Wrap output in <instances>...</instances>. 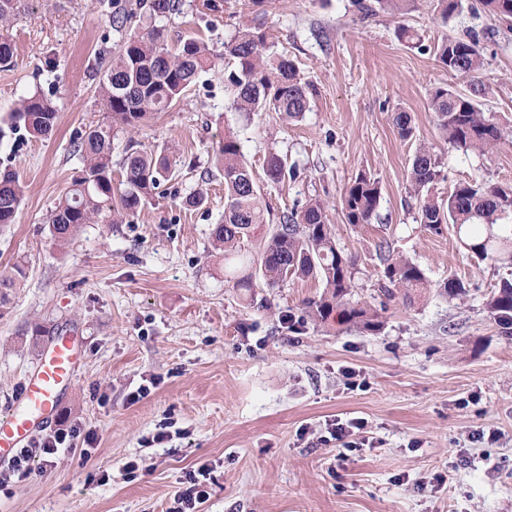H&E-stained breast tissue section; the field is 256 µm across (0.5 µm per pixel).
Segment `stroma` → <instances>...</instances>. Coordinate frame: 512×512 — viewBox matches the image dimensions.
<instances>
[{
	"label": "stroma",
	"mask_w": 512,
	"mask_h": 512,
	"mask_svg": "<svg viewBox=\"0 0 512 512\" xmlns=\"http://www.w3.org/2000/svg\"><path fill=\"white\" fill-rule=\"evenodd\" d=\"M138 2L28 0L0 31L15 61L0 69V118L37 91L58 109L50 135L0 133V170L17 173L22 194L0 227V277L16 280L0 301V415L51 336L73 329L84 342L60 412L81 432L76 448L35 459L28 478L0 491V512H167L187 473L204 464L201 512H512V339L485 310L512 265L474 260L454 230H424L407 178L422 142L445 175L437 195L459 181L512 184V21L491 20L480 0L446 20L436 0H418L400 20L362 16L354 0H223L217 12L180 0L161 21L169 45L203 39L214 64L170 108L116 130L112 152L117 165L131 140L146 153L173 147L180 175L123 223L82 225L60 247L49 216L81 174L74 142L104 117L99 60L139 30ZM401 23L427 51L398 40ZM259 24L315 87L302 119L231 105L224 44ZM470 33L484 59L479 102L505 132L490 155L453 149L430 110L434 88L469 90L431 45ZM398 110L413 116L417 142L394 130ZM228 130L272 216L314 195L326 201L361 298L377 286L383 238L423 269L431 290L410 309L389 302L381 331L365 335L307 316L317 281L250 291L226 282L212 235L224 179L212 155ZM272 154L297 177L268 180ZM362 171L382 194L377 219L354 228L340 197ZM198 192L206 204L187 206ZM451 276L468 283L463 298L439 295ZM141 386L149 394L128 403ZM340 418L364 419L359 447L330 439L326 426ZM89 431L96 439L84 461L78 447ZM160 431L168 440L153 444ZM132 459L139 469L130 476L123 466Z\"/></svg>",
	"instance_id": "obj_1"
}]
</instances>
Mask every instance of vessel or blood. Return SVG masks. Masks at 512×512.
<instances>
[{
    "label": "vessel or blood",
    "instance_id": "vessel-or-blood-1",
    "mask_svg": "<svg viewBox=\"0 0 512 512\" xmlns=\"http://www.w3.org/2000/svg\"><path fill=\"white\" fill-rule=\"evenodd\" d=\"M81 341L72 334L52 336L34 371L26 376L9 411L0 416V463L10 462L30 440L38 423L57 417L64 392L79 369Z\"/></svg>",
    "mask_w": 512,
    "mask_h": 512
}]
</instances>
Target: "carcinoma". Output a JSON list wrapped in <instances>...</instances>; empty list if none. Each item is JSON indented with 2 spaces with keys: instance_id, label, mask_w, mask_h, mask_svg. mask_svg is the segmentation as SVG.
<instances>
[{
  "instance_id": "1",
  "label": "carcinoma",
  "mask_w": 512,
  "mask_h": 512,
  "mask_svg": "<svg viewBox=\"0 0 512 512\" xmlns=\"http://www.w3.org/2000/svg\"><path fill=\"white\" fill-rule=\"evenodd\" d=\"M416 0H374L356 6L364 14L381 10L402 18L415 8ZM489 17L512 18V0H482ZM24 0H0V23L15 18ZM148 31L129 35L117 55L112 57L100 85V107L109 122L90 130L73 143V151L84 169L64 199L52 211L49 230L53 239L64 243L82 224L105 220L119 224L134 215L155 194L161 181L177 175V161L164 149L146 154L132 142L126 144L120 168L119 192L112 186V138L114 130L136 128L152 113L161 112L178 100L212 66L214 54L197 38H188L174 48L165 42L164 31L156 19L178 10L176 0H149ZM433 52L448 72L465 77L470 93L446 87L435 88L430 108L437 129L453 148L465 154L494 151L504 139L503 130L481 109L480 74L483 58L480 40L448 38L433 46ZM224 58L233 68L226 76L232 106L240 112H277L285 119L298 120L309 109L312 86L301 77L297 63L288 52L275 49L272 34L260 26L243 27L224 42ZM57 120V110L41 93L21 101L10 113V127L20 124L38 135L49 134ZM392 124L403 140L415 136L409 113L397 111ZM214 165L224 175V220L215 225L213 237L224 251L226 281L235 288H256L263 283L273 288L289 278L314 279L322 292L307 300L306 308L322 323L335 322L344 329L357 328L375 334L383 327L378 308L398 299L413 307L427 290L422 269L414 262L392 254L389 242L379 241L383 264L375 289L380 307L353 299L355 260L337 246L333 225L327 222L326 205L310 198L301 207L284 212L279 223L266 225L260 190L251 166L241 151L238 136L224 133L214 150ZM266 175L273 182L296 177L294 167L272 154L266 160ZM444 179L438 157L419 146L412 157L409 182L423 228L441 235L452 227L464 247L479 261H512V225L498 220L512 212V186L484 185L460 181L448 195L438 196L433 188ZM381 199L379 181L366 172L359 173L341 196L347 224H370L378 216ZM21 191L16 173L0 182V209L17 212ZM263 236H258L262 227ZM260 237L255 251L245 243ZM439 293L450 299L469 292L467 283L450 277L438 285ZM486 310L505 336H512V278H503L486 302Z\"/></svg>"
}]
</instances>
